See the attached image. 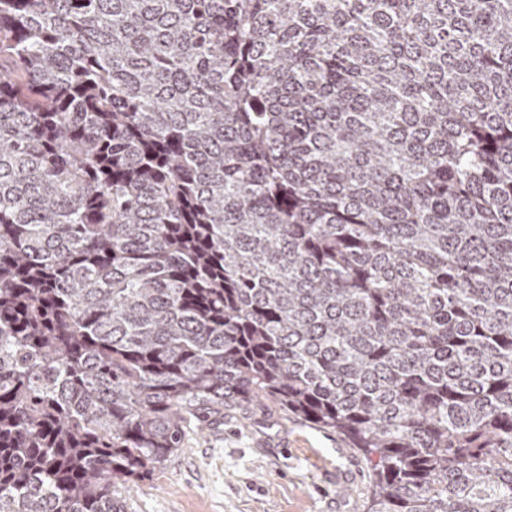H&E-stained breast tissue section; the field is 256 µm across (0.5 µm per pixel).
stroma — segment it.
Here are the masks:
<instances>
[{
	"mask_svg": "<svg viewBox=\"0 0 512 512\" xmlns=\"http://www.w3.org/2000/svg\"><path fill=\"white\" fill-rule=\"evenodd\" d=\"M372 464L338 431L265 401L225 411L130 482L117 512H367Z\"/></svg>",
	"mask_w": 512,
	"mask_h": 512,
	"instance_id": "obj_1",
	"label": "stroma"
}]
</instances>
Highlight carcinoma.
Wrapping results in <instances>:
<instances>
[{
  "label": "carcinoma",
  "mask_w": 512,
  "mask_h": 512,
  "mask_svg": "<svg viewBox=\"0 0 512 512\" xmlns=\"http://www.w3.org/2000/svg\"><path fill=\"white\" fill-rule=\"evenodd\" d=\"M264 400L512 512V0H0V512Z\"/></svg>",
  "instance_id": "1"
}]
</instances>
